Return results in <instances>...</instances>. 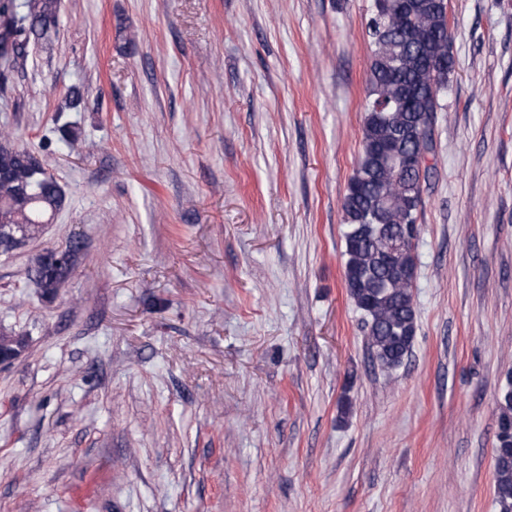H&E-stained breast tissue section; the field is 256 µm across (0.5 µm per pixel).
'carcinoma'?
Returning <instances> with one entry per match:
<instances>
[{
	"label": "carcinoma",
	"instance_id": "obj_1",
	"mask_svg": "<svg viewBox=\"0 0 512 512\" xmlns=\"http://www.w3.org/2000/svg\"><path fill=\"white\" fill-rule=\"evenodd\" d=\"M59 0H0V59L15 63L30 42L55 32ZM372 62L367 85L362 150L344 201L345 284L366 317L367 342L379 366L393 370L411 352L416 334L413 283L417 226L432 166L435 112L454 71L446 0H388L367 24ZM63 146L77 148L71 122L59 127ZM407 155L416 165L403 167ZM65 194L41 159L0 132V253L39 236L58 213ZM30 260L27 277L45 298L79 265L83 246ZM25 335L0 337V351L18 355ZM494 449V495L500 512H512V389L503 396Z\"/></svg>",
	"mask_w": 512,
	"mask_h": 512
}]
</instances>
